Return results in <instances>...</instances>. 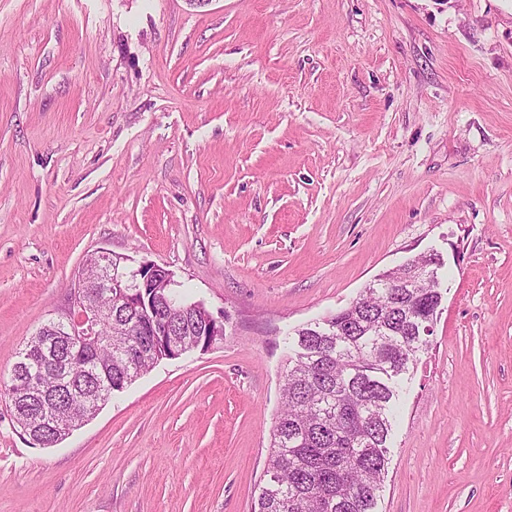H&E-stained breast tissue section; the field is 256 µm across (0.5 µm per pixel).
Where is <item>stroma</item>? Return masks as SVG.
Instances as JSON below:
<instances>
[{
	"label": "stroma",
	"instance_id": "1",
	"mask_svg": "<svg viewBox=\"0 0 512 512\" xmlns=\"http://www.w3.org/2000/svg\"><path fill=\"white\" fill-rule=\"evenodd\" d=\"M99 251L224 321L0 512H252L296 329L440 256L376 512H512V0H0V385Z\"/></svg>",
	"mask_w": 512,
	"mask_h": 512
}]
</instances>
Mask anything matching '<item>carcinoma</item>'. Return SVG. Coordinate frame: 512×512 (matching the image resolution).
I'll return each mask as SVG.
<instances>
[{"mask_svg": "<svg viewBox=\"0 0 512 512\" xmlns=\"http://www.w3.org/2000/svg\"><path fill=\"white\" fill-rule=\"evenodd\" d=\"M419 288H389L384 279L362 290L349 306L296 330L286 358L282 409L272 429L268 479L254 512H375L388 472V440L399 416L404 376L421 353L441 305L431 266ZM184 347L201 345L202 316L169 314ZM153 314L125 306L102 322L94 357L112 380L130 382L148 372L156 355L130 360L124 349L152 345ZM88 374L74 390L57 394L61 412L97 383Z\"/></svg>", "mask_w": 512, "mask_h": 512, "instance_id": "1", "label": "carcinoma"}]
</instances>
